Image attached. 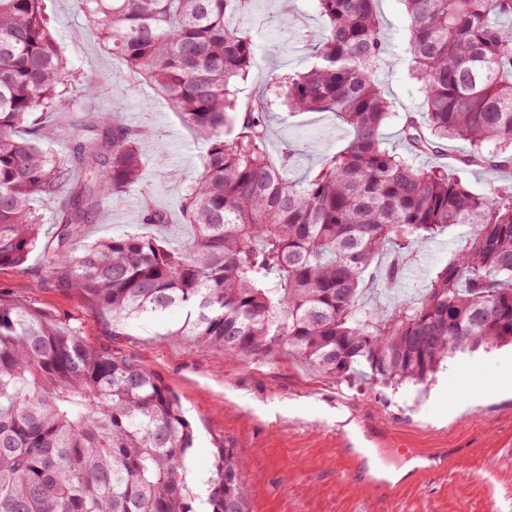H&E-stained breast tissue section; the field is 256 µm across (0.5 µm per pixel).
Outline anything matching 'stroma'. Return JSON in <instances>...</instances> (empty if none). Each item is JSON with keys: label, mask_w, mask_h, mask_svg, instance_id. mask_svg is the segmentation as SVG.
Masks as SVG:
<instances>
[{"label": "stroma", "mask_w": 512, "mask_h": 512, "mask_svg": "<svg viewBox=\"0 0 512 512\" xmlns=\"http://www.w3.org/2000/svg\"><path fill=\"white\" fill-rule=\"evenodd\" d=\"M50 29L69 68L96 81L83 105L95 112L120 105L123 120L150 129L143 143L146 164L141 187L167 221H141L137 198L121 204L103 199L86 227V241L127 232H150L172 244L188 242L193 228L178 203L201 167L202 142L183 127L168 101L130 77L125 62L104 49L80 0H45ZM390 47V64L380 73L396 115L383 128L385 145L401 153L405 113L419 111L422 97L408 68L409 19L402 0L377 4ZM243 19L259 55L277 52L281 72L310 64L306 42L325 21L316 0H248ZM269 149H291L288 172L297 179L317 170L343 149L348 129L322 112L292 113L275 107L268 116ZM463 142L445 143L441 157L421 155L420 166L440 164L462 171L469 188L488 193L512 184V166L459 168ZM456 227L414 252L408 267L417 297L426 275L446 260L465 235ZM25 303L60 326L78 328L94 348L136 359L182 400L196 439L194 469L205 479L219 448H234L246 461L245 482L252 512H512V347L456 354L428 384L391 388L352 375L338 379L317 372L284 348L229 357L167 335L179 312L164 321L114 320L77 288H64L48 273L41 249L18 267H0V303ZM347 423L356 444L372 449L379 462L399 467L418 451L456 449L448 471L414 477L389 499L351 477L352 450L336 437Z\"/></svg>", "instance_id": "obj_1"}]
</instances>
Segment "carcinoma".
I'll return each instance as SVG.
<instances>
[{
    "mask_svg": "<svg viewBox=\"0 0 512 512\" xmlns=\"http://www.w3.org/2000/svg\"><path fill=\"white\" fill-rule=\"evenodd\" d=\"M102 42L149 81L203 140L180 208L194 228L174 246L147 233L83 243L106 197L139 190L145 127L119 109L55 116L95 90L69 74L44 0H0V267L41 245L50 272L114 318L181 320L167 328L224 353L283 347L343 379L424 384L447 359L512 344V185L472 192L441 165L384 146L393 104L378 71L387 37L375 0H317L312 64L276 77L238 109L236 83L260 59L242 26L247 0H81ZM421 112L401 135L415 155L467 145L463 166L512 165V0H404ZM330 112L351 132L312 176L291 180L268 148L266 114ZM69 142L62 161L45 148ZM52 201L56 231L31 205ZM142 223L166 215L140 193ZM470 227L434 265L421 295L399 297L417 247ZM387 305L367 307L363 275L383 257ZM195 432L180 399L137 361L85 343L22 303L0 305V512H250L246 462L219 448L206 497L191 479Z\"/></svg>",
    "mask_w": 512,
    "mask_h": 512,
    "instance_id": "cac0c4a2",
    "label": "carcinoma"
}]
</instances>
